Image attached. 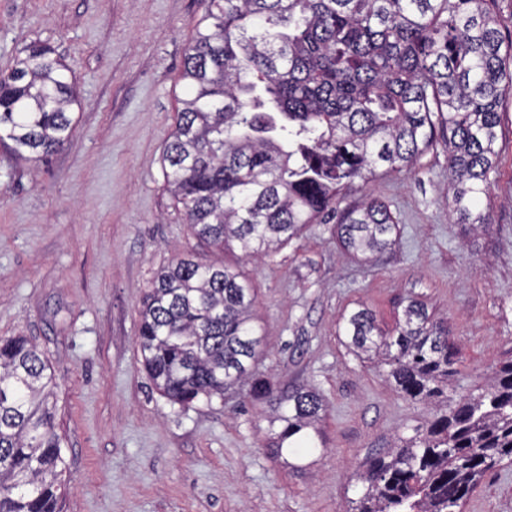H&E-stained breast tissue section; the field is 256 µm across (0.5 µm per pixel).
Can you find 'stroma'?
Here are the masks:
<instances>
[{"mask_svg": "<svg viewBox=\"0 0 512 512\" xmlns=\"http://www.w3.org/2000/svg\"><path fill=\"white\" fill-rule=\"evenodd\" d=\"M206 0H0V70L31 42L73 70L71 141L33 165L0 144V336L34 342L54 377L62 487L56 512H345L356 472L435 413L400 396L378 359L345 344L366 307L383 330L409 300L447 318L460 353L453 396L512 357V97L485 227L449 220L448 154L411 171L354 180L342 205L375 197L400 228L369 261L346 252L335 222L262 260L224 252L257 295V380L323 395L324 444L270 446L268 407L233 388L189 406L141 362L142 301L179 257L211 259L166 190L163 155L184 95L185 49ZM462 512H512V466L488 474Z\"/></svg>", "mask_w": 512, "mask_h": 512, "instance_id": "1", "label": "stroma"}]
</instances>
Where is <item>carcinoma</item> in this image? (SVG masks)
<instances>
[{
  "instance_id": "cac0c4a2",
  "label": "carcinoma",
  "mask_w": 512,
  "mask_h": 512,
  "mask_svg": "<svg viewBox=\"0 0 512 512\" xmlns=\"http://www.w3.org/2000/svg\"><path fill=\"white\" fill-rule=\"evenodd\" d=\"M498 0H207L185 51L182 109L164 178L193 235L213 252L271 256L309 224L336 218L366 260L399 229L377 198L337 208L343 187L448 151L451 222L487 223L482 196L512 95V44ZM70 66L30 43L0 71V142L43 162L73 133ZM255 294L222 263L178 258L155 275L138 331L143 365L175 403L246 383L260 355ZM357 353L384 351L386 379L432 404L423 430L368 459L347 512H454L484 476L512 465V359L485 386L448 400L459 374L448 321L410 302L386 334L362 308L346 320ZM53 376L35 344L0 337V512H56L60 439ZM250 393L269 407L275 454L315 448L325 404L303 384Z\"/></svg>"
}]
</instances>
